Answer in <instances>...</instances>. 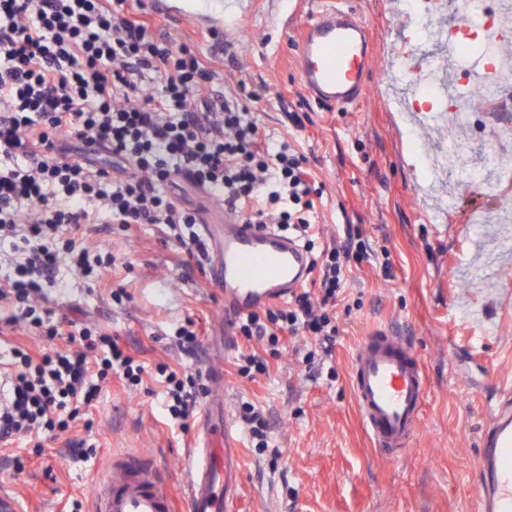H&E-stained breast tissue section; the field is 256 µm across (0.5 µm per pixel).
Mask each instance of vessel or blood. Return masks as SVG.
I'll use <instances>...</instances> for the list:
<instances>
[{"mask_svg":"<svg viewBox=\"0 0 512 512\" xmlns=\"http://www.w3.org/2000/svg\"><path fill=\"white\" fill-rule=\"evenodd\" d=\"M254 0H155L160 14L209 29L249 16ZM369 29L328 0L302 26L297 67L305 89L320 101L347 106L365 96ZM205 233L215 246L209 277L224 295V313L241 316L283 300L307 282L310 257L274 227L246 223L225 212ZM352 389L361 421L375 446L394 453L411 447L427 398L423 364L410 338L383 328L352 357ZM239 430L224 396L211 391L193 441L194 466L183 499H176L158 464L140 453L116 454L110 475L91 492L92 512H239L243 469ZM475 512H512V402L500 405L480 444Z\"/></svg>","mask_w":512,"mask_h":512,"instance_id":"obj_1","label":"vessel or blood"}]
</instances>
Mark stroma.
I'll list each match as a JSON object with an SVG mask.
<instances>
[{"label":"stroma","instance_id":"obj_1","mask_svg":"<svg viewBox=\"0 0 512 512\" xmlns=\"http://www.w3.org/2000/svg\"><path fill=\"white\" fill-rule=\"evenodd\" d=\"M320 0H256L253 16L225 30L229 48L215 44L189 22L157 16L170 40L193 44L216 69L218 88L238 82L267 86L252 108L267 136L295 140L323 194L317 201L319 241L332 244L346 229H361L370 258L352 263L336 303L339 334L328 370L305 368L294 353L303 338H286L269 358L268 375L245 381L236 373L239 352L260 350L224 321V300L162 224L133 232L99 224L91 244L112 251L114 266L100 269L94 285L60 270L49 288L58 319H81L118 334L124 347L152 366L168 363L210 377L222 371L230 413L242 402L263 408L277 466L242 445L240 512H473L475 467L482 434L498 402L512 397V223L499 222L512 208V182L499 196L479 181L448 171L436 194L422 154L450 146L479 153L486 176L494 162L512 159V98L489 115L483 102L471 118L454 112L403 117L393 101L410 97L396 67L404 55L437 61V43L402 45L405 25H417L402 0H344L370 29V92L356 104L321 103L302 85L296 67V32ZM388 264L383 277L380 264ZM123 286V304L111 291ZM193 321L195 358L169 349L166 333ZM390 327L410 337L428 382L422 430L408 451L392 456L376 448L351 390L352 356L375 330ZM160 386L151 380L128 389L113 379L90 411L95 451L72 455L66 437L46 442L42 456L16 471L13 449L0 447V494L17 512H70L73 500L90 505L96 480L111 469L113 454L154 458L176 491L190 475L191 433L173 426L160 408Z\"/></svg>","mask_w":512,"mask_h":512}]
</instances>
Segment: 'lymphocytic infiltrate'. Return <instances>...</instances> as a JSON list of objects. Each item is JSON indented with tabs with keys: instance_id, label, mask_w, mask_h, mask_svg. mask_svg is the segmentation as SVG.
<instances>
[{
	"instance_id": "obj_1",
	"label": "lymphocytic infiltrate",
	"mask_w": 512,
	"mask_h": 512,
	"mask_svg": "<svg viewBox=\"0 0 512 512\" xmlns=\"http://www.w3.org/2000/svg\"><path fill=\"white\" fill-rule=\"evenodd\" d=\"M220 78L192 45L172 44L131 0H0V323L45 337L49 348L12 346L0 391V447L31 445L80 426L104 385H142L146 373L118 336L89 325L63 329L45 289L59 264L90 281L115 256L86 243L89 225H167L189 258L206 260L201 211L175 195L188 182L240 212L277 225L314 248L319 191L292 142L260 134L238 97L212 95ZM112 164H97L100 154ZM315 249V248H314ZM318 251V250H317ZM365 241L343 240L312 259L311 287L282 305L240 316L238 335L278 354L286 336L315 337L329 353L333 310L350 260ZM166 417L185 429L200 374L156 367Z\"/></svg>"
}]
</instances>
